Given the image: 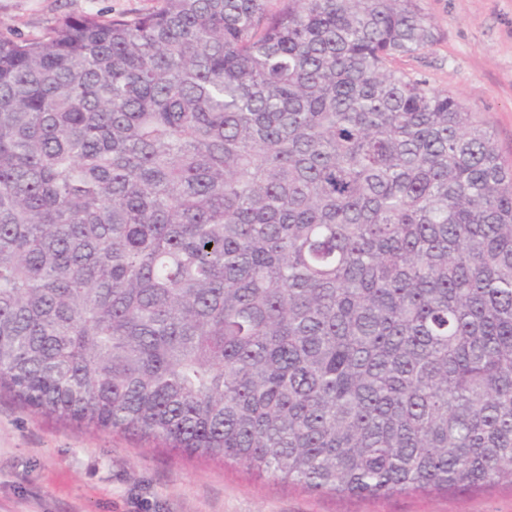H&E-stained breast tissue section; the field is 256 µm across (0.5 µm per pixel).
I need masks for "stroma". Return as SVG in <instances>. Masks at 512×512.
<instances>
[{"label": "stroma", "instance_id": "obj_1", "mask_svg": "<svg viewBox=\"0 0 512 512\" xmlns=\"http://www.w3.org/2000/svg\"><path fill=\"white\" fill-rule=\"evenodd\" d=\"M158 0H0V35L32 39L58 18L133 17ZM436 43L395 66L480 113L512 159V0H423ZM0 512H512V488L379 499L276 483L244 466L182 458L133 436L33 414L0 397Z\"/></svg>", "mask_w": 512, "mask_h": 512}]
</instances>
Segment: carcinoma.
<instances>
[{
    "mask_svg": "<svg viewBox=\"0 0 512 512\" xmlns=\"http://www.w3.org/2000/svg\"><path fill=\"white\" fill-rule=\"evenodd\" d=\"M435 42L422 0L1 36L0 394L313 491L512 486V164L391 67Z\"/></svg>",
    "mask_w": 512,
    "mask_h": 512,
    "instance_id": "1",
    "label": "carcinoma"
}]
</instances>
